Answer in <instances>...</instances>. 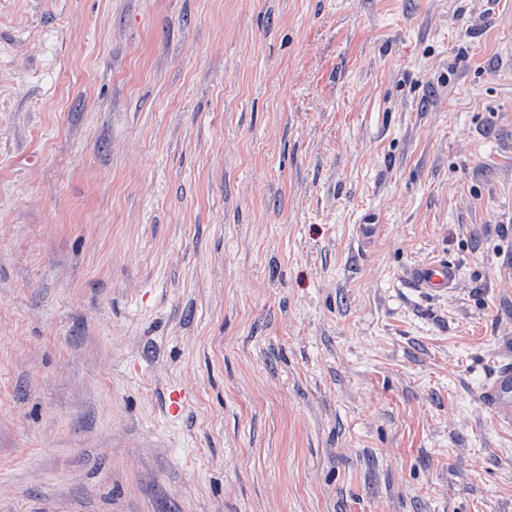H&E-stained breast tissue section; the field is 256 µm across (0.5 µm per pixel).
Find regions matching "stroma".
I'll use <instances>...</instances> for the list:
<instances>
[{
  "instance_id": "stroma-1",
  "label": "stroma",
  "mask_w": 512,
  "mask_h": 512,
  "mask_svg": "<svg viewBox=\"0 0 512 512\" xmlns=\"http://www.w3.org/2000/svg\"><path fill=\"white\" fill-rule=\"evenodd\" d=\"M511 355L512 0H0V512H512ZM408 280L412 288L426 296H436L448 291L458 280V271L446 260H436L410 269ZM484 406L512 422V360H506L482 387Z\"/></svg>"
}]
</instances>
